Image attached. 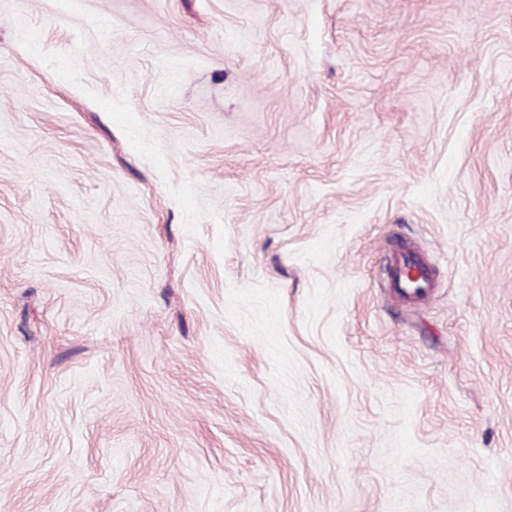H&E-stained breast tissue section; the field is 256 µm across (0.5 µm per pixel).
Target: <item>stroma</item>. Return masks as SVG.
Listing matches in <instances>:
<instances>
[{
  "mask_svg": "<svg viewBox=\"0 0 512 512\" xmlns=\"http://www.w3.org/2000/svg\"><path fill=\"white\" fill-rule=\"evenodd\" d=\"M0 512H512V0H0ZM435 284L432 266L408 249H398L392 262L389 288L410 298L423 296Z\"/></svg>",
  "mask_w": 512,
  "mask_h": 512,
  "instance_id": "1",
  "label": "stroma"
}]
</instances>
